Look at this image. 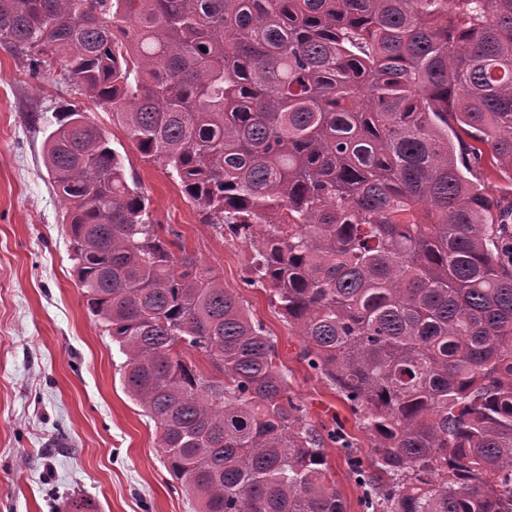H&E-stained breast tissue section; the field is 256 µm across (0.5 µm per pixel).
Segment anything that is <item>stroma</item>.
Returning <instances> with one entry per match:
<instances>
[{
  "label": "stroma",
  "mask_w": 512,
  "mask_h": 512,
  "mask_svg": "<svg viewBox=\"0 0 512 512\" xmlns=\"http://www.w3.org/2000/svg\"><path fill=\"white\" fill-rule=\"evenodd\" d=\"M58 72L29 76L0 47V512H196L166 468L154 422L121 383L124 357L88 314L73 274L64 204L43 163L38 114L67 92ZM153 219L175 229L272 335L288 389L315 427L343 426L360 456L371 441L347 403L301 357L303 342L260 288L245 285L250 252L207 225L177 182L143 158L102 109Z\"/></svg>",
  "instance_id": "35a3bbf8"
}]
</instances>
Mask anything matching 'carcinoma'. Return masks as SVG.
<instances>
[{
  "instance_id": "1",
  "label": "carcinoma",
  "mask_w": 512,
  "mask_h": 512,
  "mask_svg": "<svg viewBox=\"0 0 512 512\" xmlns=\"http://www.w3.org/2000/svg\"><path fill=\"white\" fill-rule=\"evenodd\" d=\"M0 46L250 250L372 442L309 422L263 324L64 99L40 119L74 275L198 512H347L329 444L364 512H512V202L485 186L512 179V0H0ZM326 454L336 490L343 497L347 506V512H363V508L359 503L363 490L357 486L350 474L346 457L343 453H339L336 447L332 445H328Z\"/></svg>"
}]
</instances>
